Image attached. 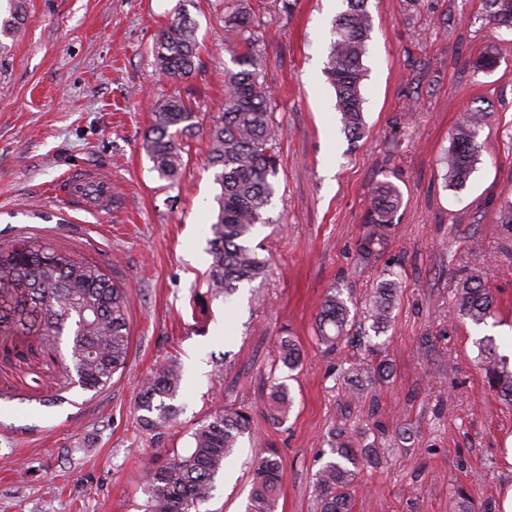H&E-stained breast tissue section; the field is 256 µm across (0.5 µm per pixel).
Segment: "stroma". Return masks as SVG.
I'll return each mask as SVG.
<instances>
[{
    "instance_id": "1",
    "label": "stroma",
    "mask_w": 512,
    "mask_h": 512,
    "mask_svg": "<svg viewBox=\"0 0 512 512\" xmlns=\"http://www.w3.org/2000/svg\"><path fill=\"white\" fill-rule=\"evenodd\" d=\"M20 36L0 55V244L37 239L99 264L128 291L130 350L109 388L80 389L73 366L33 348L0 361V512H141L148 462L185 453L214 412L244 407L251 430L229 458L211 512H243L251 467L281 456L278 512H316L312 484L345 423L385 450L365 470L353 512H458L452 483L475 504L512 495V409L485 387L476 339L512 357V259L497 208L512 198V30L494 29L478 0H368L374 30L364 59L366 131L346 139L324 67L345 0H253L267 37L264 77L278 96L280 169L256 239L272 259L265 279L229 298H205L219 187L197 134L179 185L159 178L143 145L152 103L181 93L196 112L224 109V0H24ZM198 26L193 75L173 83L152 52L179 11ZM498 49L487 73L471 64ZM483 98L491 114L481 161L465 188H446L444 156L458 113ZM103 167L119 196L108 215L64 207L50 190L72 167ZM403 203L376 261L363 263L372 188ZM401 275L392 321L378 341L391 375L359 404L336 381L359 344L328 352L316 316L329 289L355 307L384 270ZM495 289L496 326L452 319V290L470 270ZM303 361L282 425L266 409L278 337ZM176 360V420L144 430L141 382ZM410 427V441L399 440Z\"/></svg>"
}]
</instances>
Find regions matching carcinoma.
I'll list each match as a JSON object with an SVG mask.
<instances>
[{
    "instance_id": "obj_1",
    "label": "carcinoma",
    "mask_w": 512,
    "mask_h": 512,
    "mask_svg": "<svg viewBox=\"0 0 512 512\" xmlns=\"http://www.w3.org/2000/svg\"><path fill=\"white\" fill-rule=\"evenodd\" d=\"M250 0H224V32L237 69L224 71V111L211 118L205 130L208 140L207 165L220 187L216 220L210 224L211 263L204 283L213 299L233 295L240 284L265 275L268 259L260 245H252L255 228L266 223L265 209L275 195V178L280 159L276 142L280 135L275 119L277 100L261 81L265 59L262 44L266 32L255 18ZM367 0H346L347 9L334 21L326 74L335 90V109L341 130L354 140L364 133L366 77L363 58L374 29ZM482 16L495 28L512 29V0H482ZM22 7L13 3L10 18L0 23V37L15 38L22 22ZM197 25L178 13L159 31L153 53L159 71L177 83L187 80L196 69ZM487 112L469 107L459 113L451 144L445 157V186L463 188L481 157L480 131ZM200 128L190 100L174 95L155 107L153 124L144 136L145 150L159 177L173 182L185 168L184 155L190 151L191 137ZM402 198L397 189L380 184L372 191L368 212L369 229L361 257L369 262L378 256L376 246L387 240L392 219ZM399 275L387 271L365 301L363 320L378 333L392 319L398 295ZM452 315L476 327L496 318L493 292L478 271L465 276L455 289ZM355 326L341 292L331 289L318 315L321 344L330 349L351 339ZM33 337L51 346L67 341L77 375V385L97 391L110 383L124 368L129 353L127 298L93 262L78 261L35 239H22L0 247V351L4 356L24 358V351L8 344L13 337ZM477 366L489 389L512 404V367L499 355L495 338L484 335L476 341ZM300 347L290 337H279L274 368L294 371L300 366ZM387 360L367 368L353 363L345 371L341 388L348 401L363 400L369 378L389 377ZM182 381L180 367L169 361L140 386L138 409L146 412L141 421L150 430L170 424ZM290 403L288 385L271 377L267 394V416L274 425L282 424ZM251 415L243 409L216 412L191 434L192 446L160 466L145 469L142 481L146 496L143 512H202L212 498L217 478L224 473L228 458L239 438L250 431ZM332 461L315 474L314 497L318 512H351L352 491L365 468L382 464L385 451L375 443L354 441L353 433L341 424L330 433ZM284 467L271 452L259 456L252 469V487L244 512H277ZM451 493L459 512H495L488 501L475 508L467 490L452 484Z\"/></svg>"
}]
</instances>
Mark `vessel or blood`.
I'll list each match as a JSON object with an SVG mask.
<instances>
[{"mask_svg": "<svg viewBox=\"0 0 512 512\" xmlns=\"http://www.w3.org/2000/svg\"><path fill=\"white\" fill-rule=\"evenodd\" d=\"M52 192L67 206L102 214L111 212L116 200L111 174L98 169L70 170L53 185Z\"/></svg>", "mask_w": 512, "mask_h": 512, "instance_id": "vessel-or-blood-1", "label": "vessel or blood"}]
</instances>
